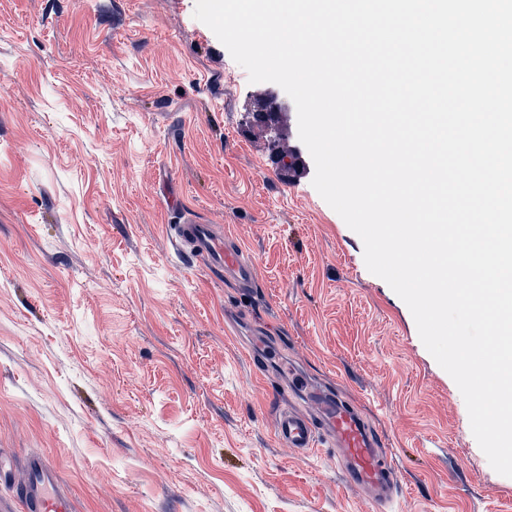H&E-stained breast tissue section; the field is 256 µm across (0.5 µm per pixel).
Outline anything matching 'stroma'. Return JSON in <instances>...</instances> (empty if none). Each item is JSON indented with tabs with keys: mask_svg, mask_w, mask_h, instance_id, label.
<instances>
[{
	"mask_svg": "<svg viewBox=\"0 0 512 512\" xmlns=\"http://www.w3.org/2000/svg\"><path fill=\"white\" fill-rule=\"evenodd\" d=\"M194 8L0 0V512L34 453L74 512H375L334 449L276 442L249 342L364 406L404 473L392 512H512L456 383L313 187L296 108L254 124L263 84ZM187 212L250 254V293L175 249Z\"/></svg>",
	"mask_w": 512,
	"mask_h": 512,
	"instance_id": "obj_1",
	"label": "stroma"
}]
</instances>
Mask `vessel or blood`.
<instances>
[{
    "instance_id": "obj_1",
    "label": "vessel or blood",
    "mask_w": 512,
    "mask_h": 512,
    "mask_svg": "<svg viewBox=\"0 0 512 512\" xmlns=\"http://www.w3.org/2000/svg\"><path fill=\"white\" fill-rule=\"evenodd\" d=\"M170 230L184 252L216 277L245 290L255 287L256 265L228 233L190 216ZM287 388L305 406H277V442L304 454L325 446L335 449L351 484L362 488L377 506L392 504L402 472L391 449L357 407L342 393L309 387L299 377L289 378ZM16 490L23 512H73L71 497L57 488V465L49 457H31L27 478Z\"/></svg>"
}]
</instances>
